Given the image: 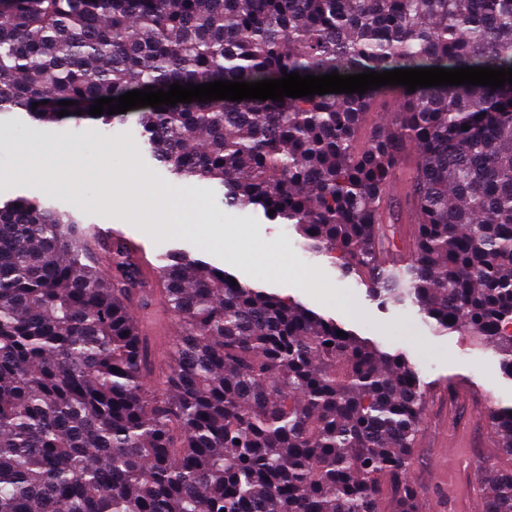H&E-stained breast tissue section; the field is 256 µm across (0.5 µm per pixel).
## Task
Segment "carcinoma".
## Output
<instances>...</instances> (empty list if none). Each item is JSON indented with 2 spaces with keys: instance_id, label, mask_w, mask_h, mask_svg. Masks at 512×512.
<instances>
[{
  "instance_id": "cac0c4a2",
  "label": "carcinoma",
  "mask_w": 512,
  "mask_h": 512,
  "mask_svg": "<svg viewBox=\"0 0 512 512\" xmlns=\"http://www.w3.org/2000/svg\"><path fill=\"white\" fill-rule=\"evenodd\" d=\"M429 67L512 68V0H0V115L38 125H110L95 100L149 86ZM390 92L397 108L362 136ZM134 112L176 180L275 210L341 277L493 348L512 377V84ZM410 147L416 242L388 266L385 190ZM86 236L50 201H0V512H382L386 493L417 512L407 354L168 249L180 335L152 389L129 304L148 309L153 288L119 238L101 246L113 273L87 262ZM491 417L512 457V405ZM480 471L485 512H512V469Z\"/></svg>"
}]
</instances>
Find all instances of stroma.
<instances>
[{
  "label": "stroma",
  "instance_id": "obj_1",
  "mask_svg": "<svg viewBox=\"0 0 512 512\" xmlns=\"http://www.w3.org/2000/svg\"><path fill=\"white\" fill-rule=\"evenodd\" d=\"M24 146L36 147L43 157L33 162L23 177L11 178L9 172L17 165V151ZM50 167L72 171V181L47 189L43 176ZM1 170L6 173L0 180L2 201L18 196L48 198L77 214L84 226L122 225L147 246L151 262L170 248L202 255L242 283L299 301L386 349L407 353L425 385L414 463L408 473L425 499V512H457L437 467L442 437L451 429L465 430L468 436L469 457L454 474L459 483L469 482L472 463L489 458H498L503 467L512 469V457L500 454L487 415L488 408L512 404V377L504 373L493 350L474 346L468 337L456 332L435 335L416 307L379 304L366 283L341 277L328 257L307 252L292 225L272 223L249 208L225 207L221 193L207 182L177 185L142 144L134 118L106 129L91 121L47 127L2 115ZM178 187L188 194L192 204L182 216L181 229L173 232L168 228L170 217L161 199L165 192ZM130 195L139 198L137 207L125 205ZM228 227L233 237L227 241L222 231ZM262 248L271 251L276 269L258 260ZM148 327L159 338L148 381L149 386L156 387L168 372L169 344L178 331L162 294L154 296ZM452 379L460 384L453 394L448 391Z\"/></svg>",
  "mask_w": 512,
  "mask_h": 512
}]
</instances>
